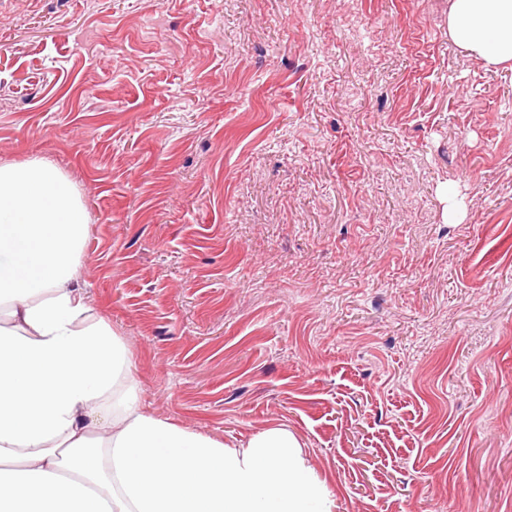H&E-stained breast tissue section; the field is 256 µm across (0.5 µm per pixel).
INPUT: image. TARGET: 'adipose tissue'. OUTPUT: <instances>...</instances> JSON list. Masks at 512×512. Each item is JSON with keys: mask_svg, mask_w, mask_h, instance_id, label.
<instances>
[{"mask_svg": "<svg viewBox=\"0 0 512 512\" xmlns=\"http://www.w3.org/2000/svg\"><path fill=\"white\" fill-rule=\"evenodd\" d=\"M448 31L512 62V0H451ZM89 224L44 159L0 164V512H332L288 430L232 448L143 408L126 345L87 320Z\"/></svg>", "mask_w": 512, "mask_h": 512, "instance_id": "adipose-tissue-1", "label": "adipose tissue"}]
</instances>
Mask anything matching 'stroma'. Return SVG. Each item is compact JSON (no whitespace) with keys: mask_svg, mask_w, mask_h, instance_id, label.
<instances>
[{"mask_svg":"<svg viewBox=\"0 0 512 512\" xmlns=\"http://www.w3.org/2000/svg\"><path fill=\"white\" fill-rule=\"evenodd\" d=\"M451 0H0V162L91 215L144 408L333 512H512V66Z\"/></svg>","mask_w":512,"mask_h":512,"instance_id":"1","label":"stroma"}]
</instances>
